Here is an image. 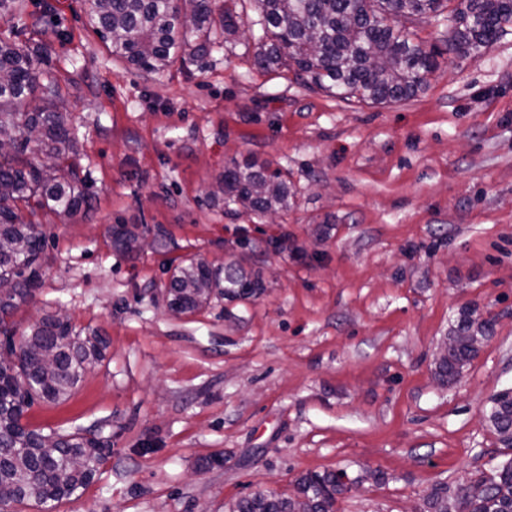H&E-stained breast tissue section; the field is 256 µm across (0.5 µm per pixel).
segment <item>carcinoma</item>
<instances>
[{
    "instance_id": "cac0c4a2",
    "label": "carcinoma",
    "mask_w": 512,
    "mask_h": 512,
    "mask_svg": "<svg viewBox=\"0 0 512 512\" xmlns=\"http://www.w3.org/2000/svg\"><path fill=\"white\" fill-rule=\"evenodd\" d=\"M258 19L251 23L253 66L265 74L287 70L297 80L335 92L341 99L382 104L415 97L439 66L441 53L418 40L410 27L433 23L451 27L448 51L479 53L512 34V0H252ZM89 23L112 55L149 73L164 71L185 52L184 36L196 34L188 51L202 60L214 47L237 38L244 21L237 0H228L215 17L211 0H89ZM38 47L0 37V138L14 140L13 152L0 157V282H15L0 296V334L13 336L14 311L33 296L42 277L45 240L32 220L31 203L49 206L69 218L91 207L79 178L76 133L58 111L57 81L45 69ZM35 149H29L30 143ZM296 190L281 170L236 161L206 195L213 207L228 211L276 214L288 210ZM138 233L124 225L113 231V244L136 249ZM219 280L202 259L175 268L167 288L170 309L186 313L209 298ZM260 277L224 275V295H254ZM490 324L476 310L461 313L448 338V357L439 374L456 379L489 338ZM104 339L81 336L66 321L47 314L24 334L20 349H0V512L25 505L44 512L75 495L92 479L100 442L82 432L30 429L22 424L35 400L55 403L77 387L85 364L103 358ZM487 419L500 442L512 448V388L490 398ZM346 470L309 474L297 483L298 497L254 493L240 498L233 512H332L348 482L365 481ZM429 512H512V462L484 476L455 502L448 488L428 496Z\"/></svg>"
}]
</instances>
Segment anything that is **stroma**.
Returning <instances> with one entry per match:
<instances>
[{"mask_svg": "<svg viewBox=\"0 0 512 512\" xmlns=\"http://www.w3.org/2000/svg\"><path fill=\"white\" fill-rule=\"evenodd\" d=\"M23 5L0 33L46 50L92 207L39 211L44 275L17 331L57 312L108 344L22 419L105 445L56 512H230L365 468L336 512H425L434 487L457 498L512 459L487 422L512 387V36L460 56L420 25L443 51L426 89L367 105L259 73L247 32L151 74L112 56L87 0ZM234 161L287 173L294 206L272 222L203 203ZM119 224L137 251L112 244ZM194 256L264 288L174 313L170 270ZM467 308L494 333L444 384L437 353Z\"/></svg>", "mask_w": 512, "mask_h": 512, "instance_id": "obj_1", "label": "stroma"}]
</instances>
